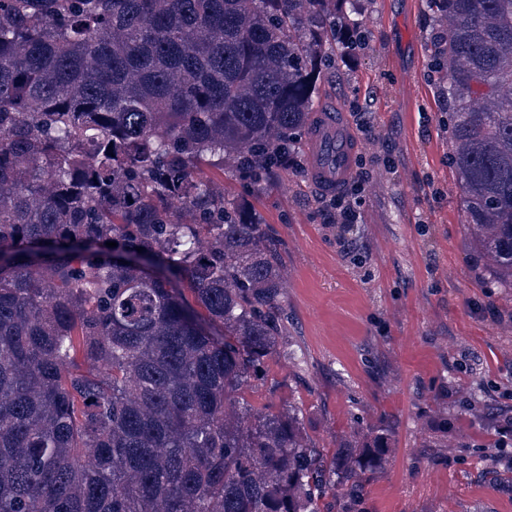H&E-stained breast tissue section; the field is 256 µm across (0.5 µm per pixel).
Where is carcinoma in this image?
I'll return each instance as SVG.
<instances>
[{
	"label": "carcinoma",
	"instance_id": "cac0c4a2",
	"mask_svg": "<svg viewBox=\"0 0 512 512\" xmlns=\"http://www.w3.org/2000/svg\"><path fill=\"white\" fill-rule=\"evenodd\" d=\"M360 2L0 0V512H361L391 430L321 448L244 399L290 357L283 262L205 174L288 166ZM426 7L472 245L512 288V0Z\"/></svg>",
	"mask_w": 512,
	"mask_h": 512
}]
</instances>
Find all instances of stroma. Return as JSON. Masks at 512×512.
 <instances>
[{"label":"stroma","instance_id":"35a3bbf8","mask_svg":"<svg viewBox=\"0 0 512 512\" xmlns=\"http://www.w3.org/2000/svg\"><path fill=\"white\" fill-rule=\"evenodd\" d=\"M425 0H367L366 41L322 77L316 112L343 113L369 172L361 218L328 224L307 143L299 167L255 193L232 169L224 192L269 225L284 262L292 360L270 364L276 399L302 407L310 435L385 421L394 452L365 512H512V289L491 287L474 252L449 165L448 106L431 71ZM373 130L358 131V112ZM484 408L469 423L472 402ZM461 442L429 448L433 426Z\"/></svg>","mask_w":512,"mask_h":512}]
</instances>
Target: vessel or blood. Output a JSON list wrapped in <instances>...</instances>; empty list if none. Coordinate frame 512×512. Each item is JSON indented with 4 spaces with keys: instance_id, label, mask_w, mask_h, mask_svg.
Returning a JSON list of instances; mask_svg holds the SVG:
<instances>
[{
    "instance_id": "b4317fda",
    "label": "vessel or blood",
    "mask_w": 512,
    "mask_h": 512,
    "mask_svg": "<svg viewBox=\"0 0 512 512\" xmlns=\"http://www.w3.org/2000/svg\"><path fill=\"white\" fill-rule=\"evenodd\" d=\"M360 144L344 120L320 116L308 141L309 180L322 193L340 189L348 180Z\"/></svg>"
}]
</instances>
